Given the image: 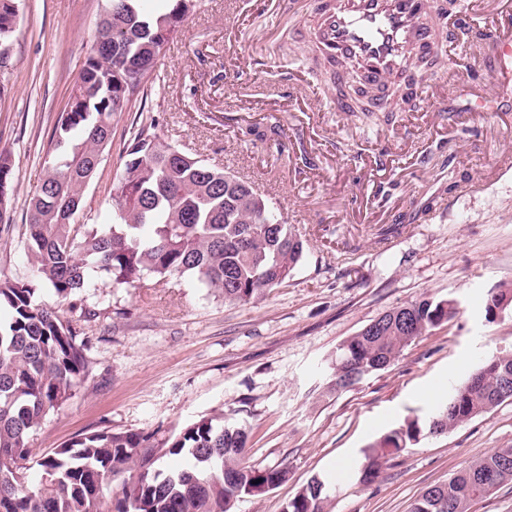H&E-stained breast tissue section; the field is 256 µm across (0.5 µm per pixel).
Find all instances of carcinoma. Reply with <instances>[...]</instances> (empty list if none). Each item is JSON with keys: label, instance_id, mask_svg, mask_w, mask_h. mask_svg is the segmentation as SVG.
<instances>
[{"label": "carcinoma", "instance_id": "obj_1", "mask_svg": "<svg viewBox=\"0 0 512 512\" xmlns=\"http://www.w3.org/2000/svg\"><path fill=\"white\" fill-rule=\"evenodd\" d=\"M194 0H172L150 14L143 0H107L83 72L62 113L43 175L28 203V279H0V512H234L239 499L260 497L288 480V467L242 462L248 431L204 416L175 435L103 428L81 433L48 452L30 436L61 409L92 368L83 310L72 321L41 299L61 300L106 279L135 287L190 276L224 301L250 304L292 277L304 242L290 224H265L268 199L251 183H224V170L190 156L141 126L112 180L116 221L106 229L79 223L83 193L95 177L120 115L154 81L167 44L182 33ZM18 6L0 0V51L10 49ZM12 161L0 153V196L9 202ZM512 306V288L492 291L485 318ZM459 313L450 300L422 298L393 310L345 341L333 362V390L343 392L386 368L403 350ZM512 399V355L489 357L453 389L429 419H411L364 451L358 482L368 485L382 460L423 435H442ZM184 455L187 464L166 472L160 460ZM135 474L113 490L115 478ZM512 482V448H497L462 468L445 484L427 488L410 512H471L472 504ZM330 486L313 477L282 512H327Z\"/></svg>", "mask_w": 512, "mask_h": 512}]
</instances>
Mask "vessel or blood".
<instances>
[{"label": "vessel or blood", "mask_w": 512, "mask_h": 512, "mask_svg": "<svg viewBox=\"0 0 512 512\" xmlns=\"http://www.w3.org/2000/svg\"><path fill=\"white\" fill-rule=\"evenodd\" d=\"M306 38L313 59L333 63L338 87L357 82L384 112L425 104L418 59L446 43L467 59L475 42H489L497 51L485 102L494 112L512 106V0H316ZM437 86L439 105L470 111L467 81L444 76Z\"/></svg>", "instance_id": "vessel-or-blood-1"}]
</instances>
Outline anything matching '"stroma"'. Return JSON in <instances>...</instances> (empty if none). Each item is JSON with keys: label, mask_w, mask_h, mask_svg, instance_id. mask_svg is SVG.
Segmentation results:
<instances>
[{"label": "stroma", "mask_w": 512, "mask_h": 512, "mask_svg": "<svg viewBox=\"0 0 512 512\" xmlns=\"http://www.w3.org/2000/svg\"><path fill=\"white\" fill-rule=\"evenodd\" d=\"M106 0H19L12 74L0 96V152L13 193L0 218V274L24 279L25 216L57 121L80 81ZM293 14L225 13L196 0L182 34L112 131L80 219L112 221L110 187L140 125L250 181L292 224L304 253L288 283L248 305L179 276L136 288L84 289L92 370L31 435L47 451L104 426L168 435L223 414L247 427V464L287 465V483L234 512H282L315 475L334 479L327 512H409L427 488L512 447V400L391 457L369 485L337 478L388 430L427 419L486 357L512 353V307L485 319L489 291L512 285V171H483L512 150V112H478L461 128L437 107L409 121L336 111V98H288V79L323 86ZM392 173L378 171L384 151ZM460 191L449 190V183ZM403 217L384 243L376 229ZM429 296L459 314L348 391L332 390L336 349L382 314Z\"/></svg>", "instance_id": "obj_1"}]
</instances>
